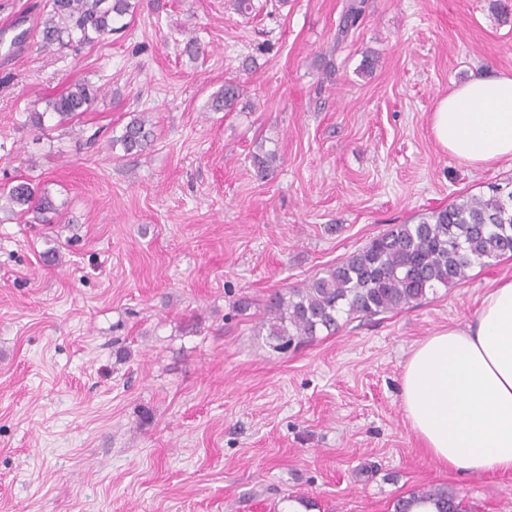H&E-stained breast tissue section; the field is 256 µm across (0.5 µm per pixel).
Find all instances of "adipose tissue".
<instances>
[{"instance_id":"adipose-tissue-1","label":"adipose tissue","mask_w":512,"mask_h":512,"mask_svg":"<svg viewBox=\"0 0 512 512\" xmlns=\"http://www.w3.org/2000/svg\"><path fill=\"white\" fill-rule=\"evenodd\" d=\"M437 143L473 168L512 157V72L478 75L438 99ZM404 415L438 464L512 473V279L490 288L473 319L426 337L400 383Z\"/></svg>"}]
</instances>
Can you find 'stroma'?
<instances>
[{
    "mask_svg": "<svg viewBox=\"0 0 512 512\" xmlns=\"http://www.w3.org/2000/svg\"><path fill=\"white\" fill-rule=\"evenodd\" d=\"M344 3L140 0L108 39L49 51L45 0H0V185L59 208L0 209V512H393L428 485L512 512V474L438 465L399 401L411 351L469 322L511 253L282 355L260 329L274 292L512 181L430 125L452 84L512 71V0H364L343 37ZM228 80L245 108L212 111ZM78 83L86 112L33 127ZM136 116L154 140L128 154L112 140ZM0 200L9 204L13 210L14 206L20 207L19 213L25 216L29 213L42 215V222L50 223L47 214L57 213L55 205L47 192L34 186L30 180H18L17 184L7 187H0ZM45 216V217H44Z\"/></svg>",
    "mask_w": 512,
    "mask_h": 512,
    "instance_id": "35a3bbf8",
    "label": "stroma"
}]
</instances>
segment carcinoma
<instances>
[{
  "label": "carcinoma",
  "mask_w": 512,
  "mask_h": 512,
  "mask_svg": "<svg viewBox=\"0 0 512 512\" xmlns=\"http://www.w3.org/2000/svg\"><path fill=\"white\" fill-rule=\"evenodd\" d=\"M50 7L42 22L43 47L79 48L104 40L118 30L115 23L134 12L135 0H46ZM363 16V2L350 0L339 24L348 35ZM242 90L233 81L215 95L211 108L230 112L241 102ZM95 99L87 84H77L66 94L47 102L32 123L42 126L47 115L58 123L71 122L85 112ZM154 138L151 124L134 118L115 142L127 153H139ZM0 200L9 208L19 207L25 216L35 213L42 221L58 211L51 197L28 180L0 187ZM512 253V190L491 185L488 192L462 197L448 207L422 213L417 221L396 224L370 240L345 261L299 288L272 294L266 305L262 326L268 346L275 352L317 336L334 332L340 319L353 316L373 318L385 313L412 309L439 286L449 287L466 278L476 264ZM430 502L436 512H465V505L446 486L422 487L397 498L394 512H412L418 502Z\"/></svg>",
  "instance_id": "cac0c4a2"
}]
</instances>
